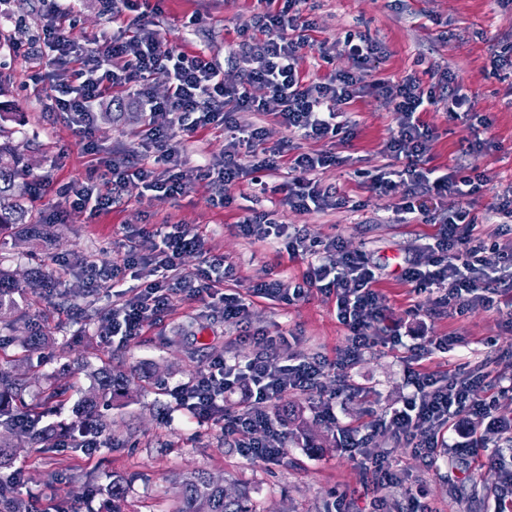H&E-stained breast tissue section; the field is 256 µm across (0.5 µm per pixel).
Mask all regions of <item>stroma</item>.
<instances>
[{"label": "stroma", "instance_id": "stroma-1", "mask_svg": "<svg viewBox=\"0 0 512 512\" xmlns=\"http://www.w3.org/2000/svg\"><path fill=\"white\" fill-rule=\"evenodd\" d=\"M254 5V0H161V11L153 21L170 43L188 51L205 49L222 63L225 84L233 85L239 83L240 73L225 64L224 49L250 28ZM44 11L43 0H15L12 15L0 17V127L11 132L14 144L26 155L27 178L44 179L59 193L69 183L86 180L92 156L108 158L131 150L145 132L146 117L132 105L109 119L94 112L96 149L87 150L65 114L54 111L50 87L33 83V76L44 69L41 59L18 52L19 44L40 32ZM193 13L202 16V24L183 29V17ZM311 16L315 27L303 49L306 78L318 79L332 68L348 67L344 56H336L330 64L318 56L319 46H334L347 31L377 42L383 52L379 67L361 73L367 88L364 96L344 107L357 123L356 138L334 145L326 141L303 145L314 152L332 148L347 158V165L323 170L321 179L323 184L340 186L352 206L312 214L276 209L265 199L251 197L244 183L234 188L232 205H213L212 187L197 180L196 169L223 159L224 130L219 126L198 131L183 142V171L195 180L187 195L169 199L149 192L92 215L73 208L59 194L57 202L64 214L59 224L42 201H35L32 220L48 225L50 238L35 255L29 254L26 244L14 242L6 267L28 287L19 332L27 334L33 327L48 336L52 359L40 364V351L15 341L0 348V368L27 374L35 393L51 384L61 387L63 394L49 420L66 432L78 421L79 398L93 389L92 371L106 368L127 376L133 392L132 398H115L100 407L110 445L93 454L74 448L48 452L28 438L17 441L13 456L24 469L20 494L37 512L76 510L92 489L97 492L91 502L95 512H107L116 478L128 487L123 512H170L172 479L191 471L210 474L228 488L249 487L258 512H334L339 498L345 500L348 512H367L375 495L385 500L388 512H401L411 485L419 487L421 504L437 512H490L501 483L496 468L469 466L449 448L442 449L437 465L431 466L410 443L381 434L372 437L370 452L394 461L402 481L375 495L366 491L358 462L337 446L335 428L318 415L306 394L291 392L284 399L301 416L300 424L287 429L285 454L275 462L243 457L225 440L221 426L198 423L165 393L166 388L196 379L214 360L243 362L251 357V344L241 340L237 323L225 321L220 302L205 305L174 297L167 312L142 335L107 344L98 327L113 300L81 287L82 260L111 267L129 243L139 255H152L160 244L156 231L166 224L182 225L204 241V252L181 255L180 273L197 274L208 252L235 265L237 281L226 284L229 292L282 277L301 278L307 260L252 243L235 227L244 208L273 209L278 220L305 226L323 239L340 238L345 250L383 267L377 289L386 299L388 324L408 332L404 345L417 339L453 338L450 350L434 352L424 360L426 372L441 377L463 366L473 374L512 373V323L505 316L480 307L433 313L431 296L413 292L403 280L405 259L429 261L422 246L437 234L438 225L388 223L406 185L396 184L390 195L379 196L369 192L366 183L367 175L390 164L382 148L395 126L393 105L378 94L376 83L384 78L397 81L413 72L427 87L433 82L432 71L450 70L476 111L492 122L488 145L471 158L489 181L473 200L451 193L426 197L424 206L431 213L469 208L476 218V235L488 242L499 232L512 234V223L504 225L488 216L497 193L512 186V73L491 65L495 50L512 45V0H316ZM112 27L111 15L102 11L98 0H80L69 35L85 44ZM421 118L435 132L432 167L452 173L472 140L469 129L443 111L431 109ZM39 270L59 276L68 297H47L41 289L29 287ZM414 306L420 309L416 318L408 313ZM248 321L254 330L287 334L291 352L302 359L326 362L321 379L324 393L343 383L355 389V397L336 411L342 424L364 425L402 406L410 394L404 346H379L353 368L334 367L337 354L350 346L351 336L337 320L333 297L325 293L312 292L292 305L255 299Z\"/></svg>", "mask_w": 512, "mask_h": 512}]
</instances>
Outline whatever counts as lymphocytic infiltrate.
<instances>
[{"instance_id": "f902f5d3", "label": "lymphocytic infiltrate", "mask_w": 512, "mask_h": 512, "mask_svg": "<svg viewBox=\"0 0 512 512\" xmlns=\"http://www.w3.org/2000/svg\"><path fill=\"white\" fill-rule=\"evenodd\" d=\"M308 2L257 0L258 35L242 34L225 53L228 62L241 68L244 80L228 85L221 67L205 51H185L151 28L147 19L158 10L156 0H100L102 10L111 13L119 25L97 34L87 46L71 39L65 29L75 12L74 4L49 0L38 53L45 64V80L62 88L61 96L54 99L57 111L74 118L77 133L84 137L90 134L95 106L107 97L116 106L132 102L148 121V132L135 153L103 162L91 169L87 181L64 187L73 207L96 214L136 191H153L168 198L188 194L192 183L180 170L179 136L212 124L224 127V159L199 166L197 173L214 187V204L229 206L234 200L232 188L244 182L260 193L279 196L281 205L299 213L348 205L350 199L344 192L322 184L317 177L318 171L343 164V157L331 151H299L294 142L355 137V121L340 118L336 106L361 96L358 73L378 60L381 48L366 37L346 33L341 47L350 60L349 68L335 70L319 81L305 80L301 49L307 31L314 26L306 13ZM159 70L169 77V90L162 99L150 90V79ZM256 84L267 89L266 98L252 96L250 88ZM376 88L394 104L396 126L384 152L399 165L370 176L368 187L386 195L395 182L406 183V196L393 208L394 222H427L420 205L424 195L451 192L468 198L478 193L488 181L485 174L440 175L428 165L434 135L421 114L429 107L443 106L451 118L468 122L476 134L471 152H479L485 144L478 132L490 122L474 112L470 96L453 75L442 73L426 88L410 73L398 81H379ZM238 112L274 116L293 138L275 148L265 147L262 126L239 125L234 118ZM437 222L440 232L427 247L433 261L409 263L403 271L405 282L415 292L433 295L439 309L493 306L492 296L501 285L512 288V239L488 246L475 242L469 231L475 219L466 209L443 213ZM237 227L254 242L286 250L292 258L307 259L301 281H264L253 285L247 296L218 294L220 285L235 280L234 266L215 257L195 276L177 274L179 256L203 247L198 235L179 227L163 234L153 255L144 257L131 248L110 269L93 270L94 288L105 293L120 294L127 279L136 282L131 296L115 305L101 323V338L109 342L117 336L140 335L168 310L177 292L199 300L219 296L225 319L242 323L248 317L251 297L290 304L315 289L335 296L337 319L352 335L337 366L352 364L378 344H401L398 329L384 323L385 298L376 288L380 267L344 250L340 240L323 241L306 229H289L270 211L244 214ZM490 252L496 254L497 266L489 265L486 255ZM244 338L253 346L246 363L212 362L196 382L175 386L169 394L198 421L223 424L225 436L241 455L275 461L284 453L277 442L286 436V423L268 408L288 392L319 398L323 420L336 425L334 404L320 398V379L327 364L285 353L288 339L280 332L248 331ZM447 347V340L441 338L409 346L406 384L411 395L406 403L374 419L367 435L358 437L352 429L339 427L343 448L351 455L369 458L380 484L398 482L399 476L392 460L368 455L369 438L378 433L395 440H414L418 455L429 463L437 462L447 446L457 458L481 467L501 461V448L489 445L482 425L499 401H512V376L464 373L442 383L419 372V361L432 350ZM238 390L244 392L248 404L238 414L227 415L224 399Z\"/></svg>"}]
</instances>
